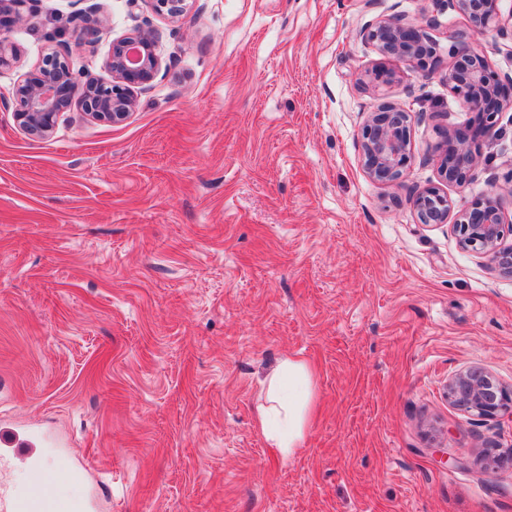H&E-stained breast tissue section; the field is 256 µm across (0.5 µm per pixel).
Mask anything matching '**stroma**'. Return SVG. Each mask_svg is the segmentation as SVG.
Instances as JSON below:
<instances>
[{"instance_id": "obj_1", "label": "stroma", "mask_w": 512, "mask_h": 512, "mask_svg": "<svg viewBox=\"0 0 512 512\" xmlns=\"http://www.w3.org/2000/svg\"><path fill=\"white\" fill-rule=\"evenodd\" d=\"M111 34L70 40L98 75L111 41L159 32L161 66L120 124L80 107L45 139L0 108V434L30 440L92 512H512V413L448 399L479 367L512 388V277L419 223L416 188L467 119L448 88V25L429 70L382 59L361 28L425 21L432 0H35L0 94L76 11ZM398 80L359 84L377 64ZM409 108L411 161L366 175L360 131ZM503 189L512 216V111L499 113L455 206ZM310 362L306 443L277 455L254 414L281 359Z\"/></svg>"}]
</instances>
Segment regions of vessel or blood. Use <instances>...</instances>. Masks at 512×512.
Returning <instances> with one entry per match:
<instances>
[{"label": "vessel or blood", "mask_w": 512, "mask_h": 512, "mask_svg": "<svg viewBox=\"0 0 512 512\" xmlns=\"http://www.w3.org/2000/svg\"><path fill=\"white\" fill-rule=\"evenodd\" d=\"M18 454L34 477L21 486L0 488V512H89L87 501L75 499L65 503L46 491L45 484L52 471L33 449L22 448Z\"/></svg>", "instance_id": "vessel-or-blood-1"}]
</instances>
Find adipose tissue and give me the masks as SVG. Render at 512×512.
I'll list each match as a JSON object with an SVG mask.
<instances>
[{
    "mask_svg": "<svg viewBox=\"0 0 512 512\" xmlns=\"http://www.w3.org/2000/svg\"><path fill=\"white\" fill-rule=\"evenodd\" d=\"M264 388L266 401L256 409V425L279 456H294L310 429L315 398L312 370L302 359L280 360L266 375Z\"/></svg>",
    "mask_w": 512,
    "mask_h": 512,
    "instance_id": "obj_1",
    "label": "adipose tissue"
}]
</instances>
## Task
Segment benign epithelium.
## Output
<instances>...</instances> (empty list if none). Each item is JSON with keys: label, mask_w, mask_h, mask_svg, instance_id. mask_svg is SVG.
<instances>
[{"label": "benign epithelium", "mask_w": 512, "mask_h": 512, "mask_svg": "<svg viewBox=\"0 0 512 512\" xmlns=\"http://www.w3.org/2000/svg\"><path fill=\"white\" fill-rule=\"evenodd\" d=\"M29 0H0V14H11L12 25L23 18L22 8ZM156 9H166L172 18L182 16L188 0H154ZM501 0H433L435 10L465 15L470 23L467 31L454 30L449 35L453 58L448 70V87L474 115L462 123H450L443 129L441 140L434 146L438 173L449 184H464L472 179L478 164L477 147L484 140L498 113L512 109V79L505 84L492 70L487 57L471 46L473 37L500 27ZM437 23V18L406 22L399 17H386L362 28L361 41L379 54L401 58L420 68L436 53L435 43L424 26ZM71 35L80 41L96 43L108 35L104 18L85 13L74 18ZM158 33L138 26L126 35L112 40L104 74L88 76L75 69L66 44L48 37L51 46L41 63L26 72L14 85L7 106L15 120L34 138H47L53 132L59 113L77 102L91 118L112 124L125 121L136 109V91L150 84L160 67L156 53ZM18 48L0 35V70L13 67ZM397 81L394 71L378 67L360 78L366 90L390 86ZM412 111L395 104H384L369 113L361 128L363 169L379 183L401 179L411 161L409 129ZM412 206L420 223L444 224L455 213L454 232L460 246L483 255L505 274L512 276V246H502L506 234H512L502 196L487 192L459 210L440 187L428 186L412 195ZM448 397L462 409L479 416H494L512 410V388L507 389L481 368H470L448 382Z\"/></svg>", "instance_id": "7a95c632"}]
</instances>
